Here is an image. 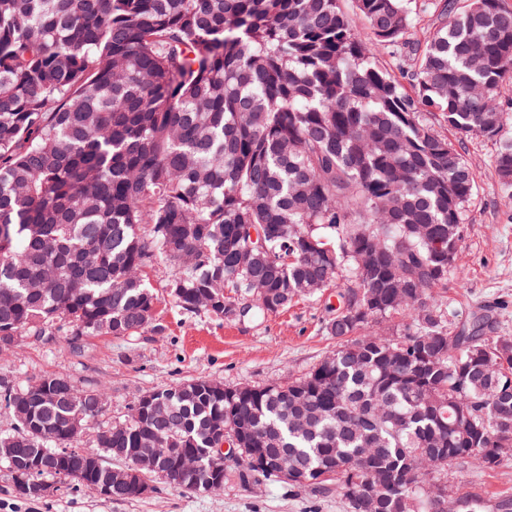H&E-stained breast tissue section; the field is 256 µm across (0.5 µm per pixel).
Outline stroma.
Listing matches in <instances>:
<instances>
[{
    "instance_id": "obj_1",
    "label": "stroma",
    "mask_w": 512,
    "mask_h": 512,
    "mask_svg": "<svg viewBox=\"0 0 512 512\" xmlns=\"http://www.w3.org/2000/svg\"><path fill=\"white\" fill-rule=\"evenodd\" d=\"M456 147L476 174V189L464 208L463 237L439 301L463 318L491 315L497 333L512 336V188L503 187L495 173L499 140L471 136ZM335 307L332 288L259 320L190 314L164 296L155 327L134 336L89 338L77 350L65 335L50 343L22 336L14 347L0 349V376L22 387L34 376L61 372L78 388L102 389L103 415L71 441L72 447L90 450L97 431L125 419L133 399L160 384L196 379L227 386L285 384L306 373L336 347L324 331ZM11 484L0 461V512H348L342 495L323 496L280 480L246 484L232 464L219 491L186 492L157 479L148 495L118 501L73 491L56 480L48 496L28 501L15 497ZM448 489L485 502L512 497V458L493 470L454 468Z\"/></svg>"
}]
</instances>
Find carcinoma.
I'll return each instance as SVG.
<instances>
[{
    "label": "carcinoma",
    "mask_w": 512,
    "mask_h": 512,
    "mask_svg": "<svg viewBox=\"0 0 512 512\" xmlns=\"http://www.w3.org/2000/svg\"><path fill=\"white\" fill-rule=\"evenodd\" d=\"M354 2L363 32L340 0H0V345L63 327L73 342L138 334L155 321L159 267L182 310L228 318L246 296L238 317L257 318L350 278L324 323L336 351L307 374L221 392L161 384L166 415L135 398L98 432L96 469L68 442L102 415V390H81L76 428L68 376L0 378L15 497L41 499L32 485L47 477L97 494L146 440L210 448L219 425L266 451L237 461L243 482L286 448V482L336 488L350 512H436L428 487L448 469L512 453V336L483 318L451 326L432 295L476 174L423 120L499 138L495 170L512 187V7L449 0L398 76L371 47L404 44L413 0ZM252 225L263 241L242 265ZM388 318L395 334L370 330ZM30 448L47 451L35 472ZM215 469L224 459H201L199 491Z\"/></svg>",
    "instance_id": "1"
}]
</instances>
